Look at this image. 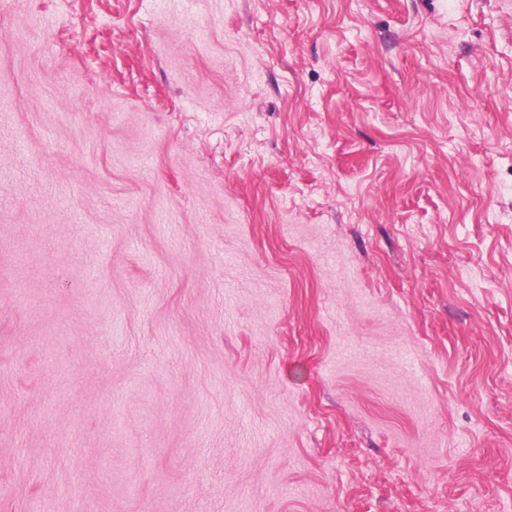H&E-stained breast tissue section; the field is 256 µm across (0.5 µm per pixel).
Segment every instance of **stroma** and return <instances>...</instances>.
<instances>
[{
    "mask_svg": "<svg viewBox=\"0 0 512 512\" xmlns=\"http://www.w3.org/2000/svg\"><path fill=\"white\" fill-rule=\"evenodd\" d=\"M0 512H512V0H0Z\"/></svg>",
    "mask_w": 512,
    "mask_h": 512,
    "instance_id": "35a3bbf8",
    "label": "stroma"
}]
</instances>
